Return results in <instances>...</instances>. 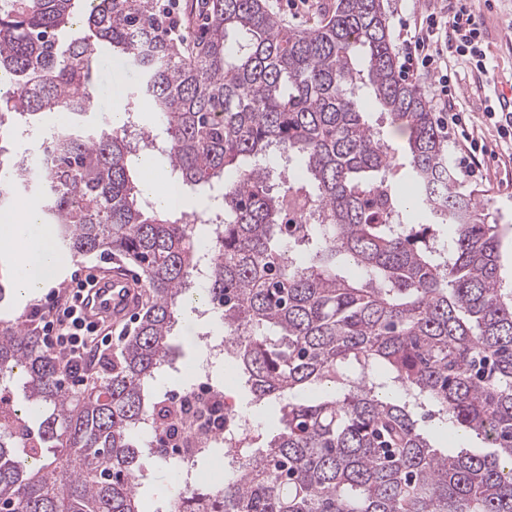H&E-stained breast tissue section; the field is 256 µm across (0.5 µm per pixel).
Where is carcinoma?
Masks as SVG:
<instances>
[{"instance_id":"carcinoma-1","label":"carcinoma","mask_w":512,"mask_h":512,"mask_svg":"<svg viewBox=\"0 0 512 512\" xmlns=\"http://www.w3.org/2000/svg\"><path fill=\"white\" fill-rule=\"evenodd\" d=\"M105 45L139 74L176 181L221 188L201 211L148 203L125 130L73 121L92 111ZM368 97L407 136L403 149L364 119ZM48 112L68 113L46 145L53 165L13 159L0 204L36 195L62 252L123 256L149 304L103 381L79 394L33 329L0 320V387L19 377L27 400L0 411V512H143L141 429L165 413L153 382L196 298L254 397L281 416L242 472L182 512H512L503 231L458 189L426 91L400 77L383 0H336L301 31L265 0H208L204 32L184 45L153 26L151 0H0V129ZM273 155L294 177L271 182ZM301 194L314 222L283 223ZM416 209L452 226L453 245H430L411 226ZM195 223L209 226L202 294ZM15 281L0 264V303ZM325 381L336 392L300 396ZM425 406L491 451L436 449L416 419Z\"/></svg>"}]
</instances>
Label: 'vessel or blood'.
Here are the masks:
<instances>
[{
    "label": "vessel or blood",
    "mask_w": 512,
    "mask_h": 512,
    "mask_svg": "<svg viewBox=\"0 0 512 512\" xmlns=\"http://www.w3.org/2000/svg\"><path fill=\"white\" fill-rule=\"evenodd\" d=\"M139 293L124 273L97 275L85 288L80 304L88 321L116 323L124 320L138 305Z\"/></svg>",
    "instance_id": "1"
}]
</instances>
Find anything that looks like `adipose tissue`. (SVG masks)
<instances>
[{
  "mask_svg": "<svg viewBox=\"0 0 512 512\" xmlns=\"http://www.w3.org/2000/svg\"><path fill=\"white\" fill-rule=\"evenodd\" d=\"M0 252L19 257L17 285L31 295L50 283L51 272L60 262L39 210L31 204L11 213H0Z\"/></svg>",
  "mask_w": 512,
  "mask_h": 512,
  "instance_id": "adipose-tissue-1",
  "label": "adipose tissue"
}]
</instances>
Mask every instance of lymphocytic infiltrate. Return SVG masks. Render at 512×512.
<instances>
[{"label":"lymphocytic infiltrate","instance_id":"obj_1","mask_svg":"<svg viewBox=\"0 0 512 512\" xmlns=\"http://www.w3.org/2000/svg\"><path fill=\"white\" fill-rule=\"evenodd\" d=\"M402 30L403 77L436 78L435 102L441 123L464 146L458 170L468 177H481L482 160L493 149L470 131L453 81L455 65L460 61L481 73L488 70L484 32L473 0H453L448 13L428 14L415 23L403 24ZM59 295V289H51L46 309H34L30 318L36 321L45 346L61 355L65 375L70 378L79 372L92 350L111 346L112 327L87 322L79 305L69 299L60 300Z\"/></svg>","mask_w":512,"mask_h":512}]
</instances>
